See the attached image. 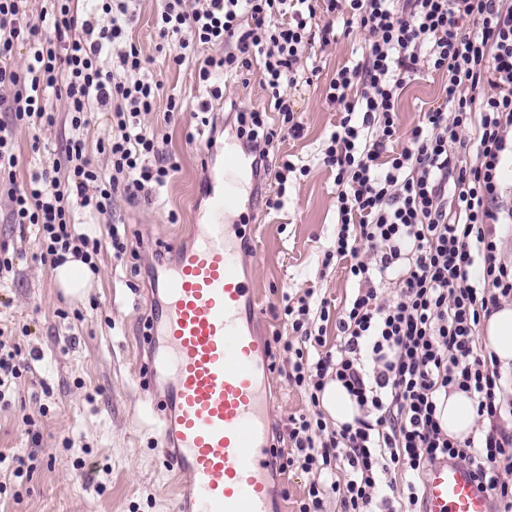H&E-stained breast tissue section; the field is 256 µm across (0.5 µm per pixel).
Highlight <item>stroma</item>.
Instances as JSON below:
<instances>
[{"label": "stroma", "mask_w": 512, "mask_h": 512, "mask_svg": "<svg viewBox=\"0 0 512 512\" xmlns=\"http://www.w3.org/2000/svg\"><path fill=\"white\" fill-rule=\"evenodd\" d=\"M160 0H140L134 36L166 74L186 106L199 88L190 65L175 66L155 50L154 20ZM359 38L314 47L303 60L316 69L313 85L300 86L295 107L305 125L303 138L281 150L309 176L290 183L281 209L265 213L256 230L261 256L252 271L262 310L261 328L272 336L283 293L315 289L343 306L354 284L344 267H323V252L336 234V182L317 154L338 119L325 100L336 70L361 56ZM441 74L425 69L405 89L399 104L401 126H409L442 100ZM209 130L191 114L170 125V148L178 173L151 200L116 199L113 219L81 215L82 232L103 239L98 272L83 293L65 295L54 269L39 260L34 229L4 223L9 208L0 193V244L16 252L13 272L0 276V329L34 353L31 370L17 380L10 406L0 405V453L36 457L29 481L0 496V512H173L178 479L157 443V409L146 400L138 378V350L151 307L150 288L188 244L196 211L204 201L205 141ZM117 228L127 251L115 256L106 239ZM272 424L308 410L303 391L271 376Z\"/></svg>", "instance_id": "stroma-1"}]
</instances>
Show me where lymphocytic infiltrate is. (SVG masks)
Segmentation results:
<instances>
[{
  "mask_svg": "<svg viewBox=\"0 0 512 512\" xmlns=\"http://www.w3.org/2000/svg\"><path fill=\"white\" fill-rule=\"evenodd\" d=\"M29 0H0V182L11 199V224L36 226L40 259L66 255L92 264L102 243L77 232L75 215L108 216L116 198L150 197L178 170L168 141L144 115L171 122L181 99L164 92L133 38L134 0H98L78 11L50 0L52 22L34 23ZM156 49L175 65L194 61L202 125L232 129L252 158L256 177L277 165L279 185L305 177L309 165L279 157L276 144L301 138L292 91L298 63L314 44L360 36V60L337 70L326 100L339 109L320 165L335 170L336 236L325 262L348 261L355 293L332 311L327 299L283 295L275 350L291 361L289 385L304 390L310 412L289 417L280 473L311 480L298 512H419L422 478L449 459L473 471L493 512H512V392L480 326L512 299V256L496 228L512 224V195L502 194L499 166L512 154V5L505 0H164L155 22ZM25 47L18 63L17 47ZM211 48L200 56L202 48ZM447 82L440 104L401 129L398 101L422 67ZM260 68L262 109L231 106L215 74ZM70 116L40 169L18 180L17 133L54 126L53 101ZM275 113L268 123L267 113ZM104 121L107 136L84 132ZM400 150H393L396 140ZM107 167L94 164L93 154ZM335 330L337 346L328 348ZM342 385L358 408L334 427L320 410L328 382ZM470 394L476 427L450 438L437 418L440 395ZM388 494H380V487Z\"/></svg>",
  "mask_w": 512,
  "mask_h": 512,
  "instance_id": "obj_1",
  "label": "lymphocytic infiltrate"
}]
</instances>
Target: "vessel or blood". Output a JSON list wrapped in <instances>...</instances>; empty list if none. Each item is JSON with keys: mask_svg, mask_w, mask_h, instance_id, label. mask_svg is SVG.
I'll return each mask as SVG.
<instances>
[{"mask_svg": "<svg viewBox=\"0 0 512 512\" xmlns=\"http://www.w3.org/2000/svg\"><path fill=\"white\" fill-rule=\"evenodd\" d=\"M239 151L212 170L208 206L162 279L139 354L161 420L162 453L179 477L174 512H273L268 341L254 328L255 291L233 220L254 183ZM425 512H491L471 472L445 460L426 481Z\"/></svg>", "mask_w": 512, "mask_h": 512, "instance_id": "b4317fda", "label": "vessel or blood"}]
</instances>
